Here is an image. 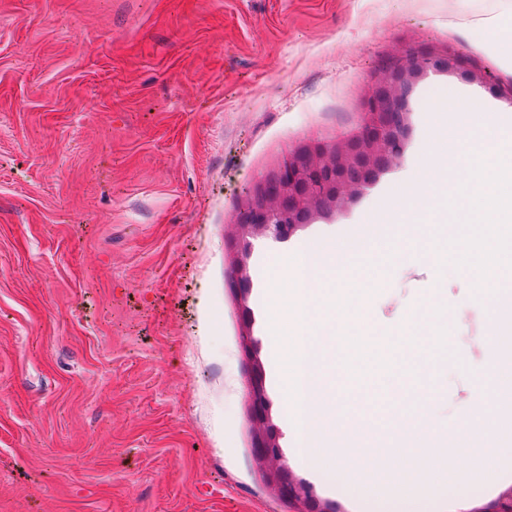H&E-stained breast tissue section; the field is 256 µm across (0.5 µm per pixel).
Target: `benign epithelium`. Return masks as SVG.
I'll list each match as a JSON object with an SVG mask.
<instances>
[{
    "label": "benign epithelium",
    "instance_id": "7a95c632",
    "mask_svg": "<svg viewBox=\"0 0 512 512\" xmlns=\"http://www.w3.org/2000/svg\"><path fill=\"white\" fill-rule=\"evenodd\" d=\"M390 77L368 96L359 131L335 150L324 145L298 149L279 169L274 182L282 192L274 206L253 208L251 227L281 238L312 220L314 212L339 206L373 180L378 169L401 152L405 133L401 98L408 76L427 68H454L462 62L432 51L408 47L397 56Z\"/></svg>",
    "mask_w": 512,
    "mask_h": 512
}]
</instances>
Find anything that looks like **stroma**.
<instances>
[{
    "label": "stroma",
    "instance_id": "1",
    "mask_svg": "<svg viewBox=\"0 0 512 512\" xmlns=\"http://www.w3.org/2000/svg\"><path fill=\"white\" fill-rule=\"evenodd\" d=\"M409 45L468 65L414 79L400 156L286 238L242 230L297 148L357 133ZM509 55L512 0H0V512H349L295 457L260 261L362 234L428 150L423 115L461 88L512 103ZM383 275L386 334L435 279ZM443 367L438 414L463 380L490 394L480 353ZM511 498L454 484L429 512Z\"/></svg>",
    "mask_w": 512,
    "mask_h": 512
}]
</instances>
